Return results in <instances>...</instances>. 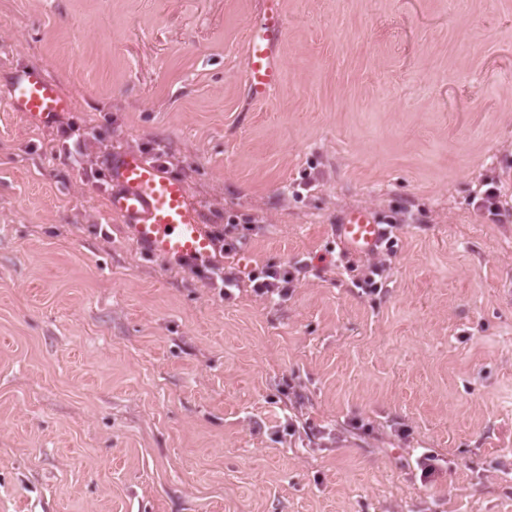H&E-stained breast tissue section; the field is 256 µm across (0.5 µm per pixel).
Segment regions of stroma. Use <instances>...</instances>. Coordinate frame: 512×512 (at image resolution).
<instances>
[{
	"label": "stroma",
	"mask_w": 512,
	"mask_h": 512,
	"mask_svg": "<svg viewBox=\"0 0 512 512\" xmlns=\"http://www.w3.org/2000/svg\"><path fill=\"white\" fill-rule=\"evenodd\" d=\"M281 8L257 102L265 0H0V86L72 103L0 96V512H512V0ZM159 143L246 227L231 297L108 215L110 153ZM354 209L392 250L347 249ZM280 0H268L264 23L250 30L246 54V83L251 96L267 101L281 86L279 67L273 57V45L283 30ZM6 100L13 111L22 112L29 121L40 125L52 123L71 109L70 100L61 93L57 84L34 69L13 73ZM295 275L288 270L266 269L260 272V275L249 277V281L253 283L251 288L258 296H284L287 293L288 283L292 282Z\"/></svg>",
	"instance_id": "1"
}]
</instances>
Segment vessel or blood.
Masks as SVG:
<instances>
[{
    "instance_id": "1",
    "label": "vessel or blood",
    "mask_w": 512,
    "mask_h": 512,
    "mask_svg": "<svg viewBox=\"0 0 512 512\" xmlns=\"http://www.w3.org/2000/svg\"><path fill=\"white\" fill-rule=\"evenodd\" d=\"M283 30L280 0H268L264 22L251 29L246 54V83L255 99L269 100L281 86L273 45ZM13 111L29 121L49 124L70 111V100L57 84L41 71L14 72L7 89ZM112 186L109 208L125 225L129 235L152 255L187 262H200L210 255L211 240L204 231L197 209L188 201L183 182L169 176L141 153L128 151L109 162ZM384 229L372 213L357 209L344 215L339 234L349 248L361 254L373 253Z\"/></svg>"
}]
</instances>
